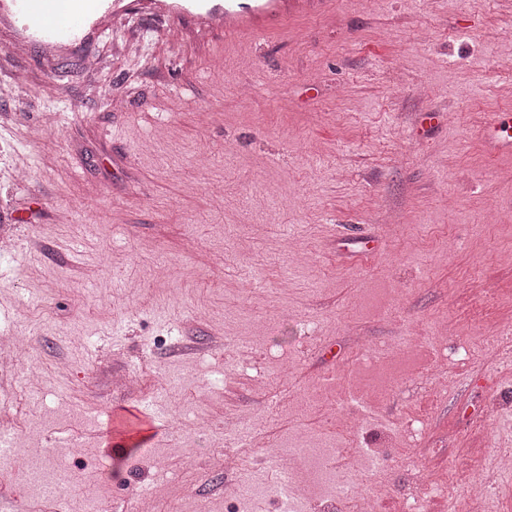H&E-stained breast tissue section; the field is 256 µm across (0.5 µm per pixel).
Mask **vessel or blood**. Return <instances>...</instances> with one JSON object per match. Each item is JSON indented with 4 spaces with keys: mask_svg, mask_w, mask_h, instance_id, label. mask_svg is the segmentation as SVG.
I'll return each instance as SVG.
<instances>
[{
    "mask_svg": "<svg viewBox=\"0 0 512 512\" xmlns=\"http://www.w3.org/2000/svg\"><path fill=\"white\" fill-rule=\"evenodd\" d=\"M322 0H168L166 9L173 21L192 17L209 30L249 38L275 27L297 11H318ZM11 48L0 52V70L11 66L14 46L39 45L60 51L82 45L91 27L116 8L115 0H5ZM495 152L512 149V126L498 123L486 133Z\"/></svg>",
    "mask_w": 512,
    "mask_h": 512,
    "instance_id": "b4317fda",
    "label": "vessel or blood"
}]
</instances>
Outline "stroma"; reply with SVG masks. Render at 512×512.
Masks as SVG:
<instances>
[{"mask_svg": "<svg viewBox=\"0 0 512 512\" xmlns=\"http://www.w3.org/2000/svg\"><path fill=\"white\" fill-rule=\"evenodd\" d=\"M168 28L133 6L91 29L96 69L33 49L0 74V333L40 369L0 368V497L55 512L63 470L69 512L144 493L278 512L262 445L305 440L380 512H457L471 465L512 454V154L481 138L512 112V0H327L248 40ZM429 322L431 357L392 352ZM351 390L352 435L328 414ZM231 441L247 501L224 492ZM292 481L303 510L355 512L310 468Z\"/></svg>", "mask_w": 512, "mask_h": 512, "instance_id": "stroma-1", "label": "stroma"}]
</instances>
